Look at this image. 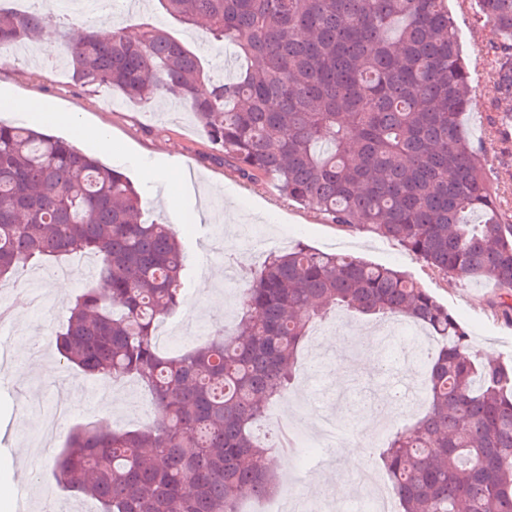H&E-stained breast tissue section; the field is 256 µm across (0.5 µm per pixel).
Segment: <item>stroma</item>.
I'll return each instance as SVG.
<instances>
[{
  "instance_id": "35a3bbf8",
  "label": "stroma",
  "mask_w": 512,
  "mask_h": 512,
  "mask_svg": "<svg viewBox=\"0 0 512 512\" xmlns=\"http://www.w3.org/2000/svg\"><path fill=\"white\" fill-rule=\"evenodd\" d=\"M37 7L44 22L54 29L53 44L47 48L35 41L14 47L8 61L0 63V83L9 85L14 95L36 99L58 112L77 113L86 124L107 129L115 150L103 156V163L133 182L141 194L145 218L170 224L185 247L190 260L186 303L167 322L169 336L160 343L162 352L199 344L224 327L229 310L235 309L242 288L263 260L264 249L247 246L240 235L246 227L258 225L267 240L280 238L289 246L300 242L325 252L349 253L414 275L466 325L476 358L512 359V326L492 315L494 290L485 281L455 283L429 274L396 243L366 231L340 229L312 210L285 200L274 178L257 183L242 179L230 167L214 161L212 146L192 112L171 110L173 94L145 103L131 102L116 89L73 84L67 68L48 56L49 51H60L76 28L93 23L113 29L134 21L164 28L200 56L211 79L221 80L246 66L231 43L214 41L203 31L179 24L158 0H144L133 10L118 7L98 17L60 7L57 0H39ZM447 7L474 90L461 117V130L471 142L484 147L487 167L512 205V146L492 133L512 103L501 98L491 76L493 56L512 40L495 35L480 20L475 0H448ZM162 158L173 160L186 177L188 187L177 210L168 204L171 188L165 179L150 181L142 176L143 169ZM182 211L196 214V221L181 223L178 214ZM0 299L9 301L13 310L8 350L0 352V512H45L48 502L53 505L52 512L91 506L90 498L57 486L53 478L52 466L66 444L65 436L51 441L50 455H36L32 446L38 437L36 429L21 428L19 413L30 401L50 408L65 399L71 406L68 427L106 419L113 428L135 429L150 421L143 406L149 392L133 380L116 385L74 369L70 378L75 386L69 395H62L59 377L44 370L45 364L56 361L53 350L30 354L26 346L61 327L67 317L64 299L50 294L41 307H24L13 288L3 283ZM326 324L327 334L306 340L299 353L300 365L309 369L315 346L328 352L325 368L329 379L323 398L317 403L310 401L306 382H296L291 393L299 404L282 408L280 415L293 420L310 411L319 414L336 407L341 411L336 422L348 435H376L380 429L376 411L389 392L385 375L367 370L340 383L334 374L345 345L357 344L361 361L375 359L380 329L397 332L400 322L381 323L339 310ZM336 334L343 338L342 347L330 344V336ZM308 435V430L298 431L296 451L280 479L302 486L310 501L335 497L337 486L353 483L355 472L343 468L339 450L310 448Z\"/></svg>"
}]
</instances>
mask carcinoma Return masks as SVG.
<instances>
[{
	"label": "carcinoma",
	"mask_w": 512,
	"mask_h": 512,
	"mask_svg": "<svg viewBox=\"0 0 512 512\" xmlns=\"http://www.w3.org/2000/svg\"><path fill=\"white\" fill-rule=\"evenodd\" d=\"M159 3L258 65L217 83L159 27H91L64 47L71 81L132 101L176 93L239 176L275 177L286 199L396 242L448 281L505 289L493 314L512 325V224L482 147L460 129L472 87L445 0ZM477 4L512 36V0ZM42 22L36 9H0V51L36 39ZM492 78L511 102L512 45ZM142 214L120 171L39 127L0 125V281L95 256L109 293L90 284L67 303L59 364L135 378L157 413L141 430L74 429L55 460L59 485L101 512H238L243 494L271 492L272 447L253 428L297 379L312 328L341 309L403 316L438 338L424 414L379 450L400 512H512V363L473 357L467 329L415 278L298 243L242 290L235 331L164 355L157 327L185 304L189 260L169 225Z\"/></svg>",
	"instance_id": "1"
}]
</instances>
